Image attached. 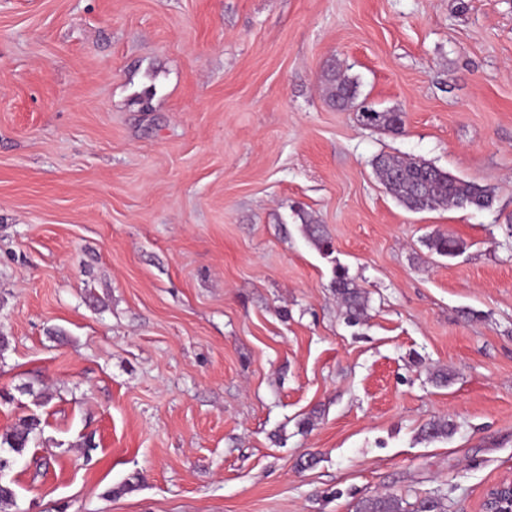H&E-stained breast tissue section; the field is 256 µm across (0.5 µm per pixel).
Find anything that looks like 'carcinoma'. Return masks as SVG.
Wrapping results in <instances>:
<instances>
[{
    "label": "carcinoma",
    "instance_id": "obj_1",
    "mask_svg": "<svg viewBox=\"0 0 512 512\" xmlns=\"http://www.w3.org/2000/svg\"><path fill=\"white\" fill-rule=\"evenodd\" d=\"M327 99L331 105L344 108L354 103L357 82L340 69L330 66L323 73ZM364 125L391 132L404 126V113L375 111L373 115L360 113ZM375 174L388 192L407 210L421 212L439 207L466 204V208L485 210L493 205L494 195L488 187L467 181L438 168L421 158H401L390 154L378 155L373 163ZM303 231L319 249L330 246V238L323 225L312 218H302ZM429 249L441 256H456L465 249L464 242L446 233H438L427 241ZM336 293L340 296L349 318L358 321L366 313L367 298L345 273L336 272ZM40 420L30 415L18 420L0 434V446L21 454L28 448ZM17 507V495L9 483L0 487V512H12ZM356 512H402L400 500L388 494L367 497L359 502Z\"/></svg>",
    "mask_w": 512,
    "mask_h": 512
}]
</instances>
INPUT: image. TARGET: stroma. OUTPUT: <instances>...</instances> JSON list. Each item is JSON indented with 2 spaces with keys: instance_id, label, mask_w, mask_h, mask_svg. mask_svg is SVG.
Listing matches in <instances>:
<instances>
[{
  "instance_id": "35a3bbf8",
  "label": "stroma",
  "mask_w": 512,
  "mask_h": 512,
  "mask_svg": "<svg viewBox=\"0 0 512 512\" xmlns=\"http://www.w3.org/2000/svg\"><path fill=\"white\" fill-rule=\"evenodd\" d=\"M382 153L493 206L408 211ZM0 336V433L41 420L18 512H478L512 475V0H0ZM327 99L331 105L344 108L354 103L357 94V82L346 76L335 66L328 67L323 73ZM360 117L364 125L374 129L398 132L404 126V115L400 112L375 110L372 116L361 112ZM427 246L441 256H456L465 249L463 241L446 233H438L429 238ZM336 293L340 296L342 304L350 319L359 321L366 313L367 298L365 293L357 287L344 272H336ZM400 500L388 494L367 497L359 502L356 512H402Z\"/></svg>"
}]
</instances>
